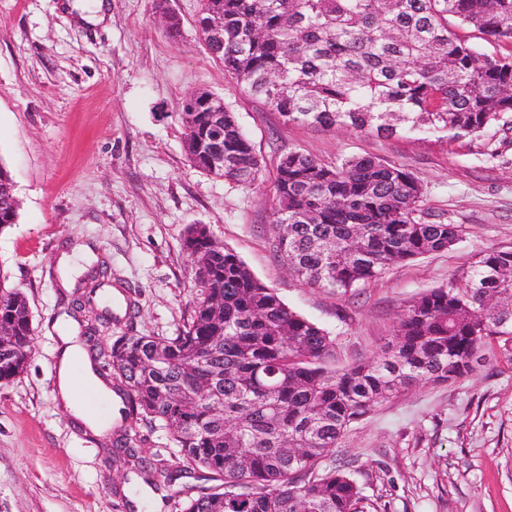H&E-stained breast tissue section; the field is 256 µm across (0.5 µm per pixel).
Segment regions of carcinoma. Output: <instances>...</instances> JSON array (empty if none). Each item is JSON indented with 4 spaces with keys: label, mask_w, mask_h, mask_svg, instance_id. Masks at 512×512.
<instances>
[{
    "label": "carcinoma",
    "mask_w": 512,
    "mask_h": 512,
    "mask_svg": "<svg viewBox=\"0 0 512 512\" xmlns=\"http://www.w3.org/2000/svg\"><path fill=\"white\" fill-rule=\"evenodd\" d=\"M224 21L211 49L243 92L289 124L345 127L385 137L476 138L512 130V0H201L197 22ZM494 51L488 52L485 46ZM210 92L184 104L197 149L192 164L252 187L262 160ZM222 135L224 163L212 162ZM0 165V228L17 202ZM423 190L408 169L371 157L328 165L290 150L277 164L278 252L304 283L347 294L389 270L445 251L458 224L424 219ZM184 250L196 297L173 336H123L110 349L82 338L91 361L112 365L123 418L164 426L182 471L212 485L174 493L179 512H370L353 477L318 467L374 408L418 383L473 371L495 342L512 346V251H484L462 280L415 298L376 361L331 367L336 337L291 310L205 224ZM0 383L26 368L32 314L0 284ZM144 473L165 472L116 440Z\"/></svg>",
    "instance_id": "1"
}]
</instances>
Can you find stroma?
Returning <instances> with one entry per match:
<instances>
[{"label":"stroma","mask_w":512,"mask_h":512,"mask_svg":"<svg viewBox=\"0 0 512 512\" xmlns=\"http://www.w3.org/2000/svg\"><path fill=\"white\" fill-rule=\"evenodd\" d=\"M105 18L79 22L65 0H0V164L18 200L0 228V274L28 298L33 354L0 384V512H175L186 477L146 481L114 455L112 433L79 427L55 393L61 332L112 311L105 344L134 333L174 335L195 295L182 248L208 225L292 310L332 332L337 368L369 362L420 294L469 270L491 248L512 249V132L489 128L451 143L284 124L241 93L196 27L200 0H103ZM176 16L181 35L167 34ZM224 97L263 160L243 188L195 168L180 119L191 94ZM323 163L370 156L414 173L432 220L460 242L390 270L354 293L301 282L273 244V183L281 153ZM89 244L90 265L63 278L58 258ZM90 294L78 317L70 302ZM136 429L142 456L178 466L167 431ZM345 467L378 512H512V353L491 348L468 377L412 387L378 405L321 462Z\"/></svg>","instance_id":"obj_1"}]
</instances>
